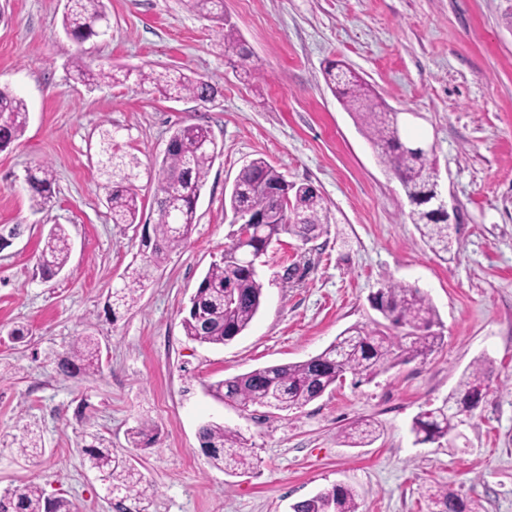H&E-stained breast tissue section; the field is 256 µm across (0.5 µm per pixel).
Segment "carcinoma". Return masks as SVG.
Masks as SVG:
<instances>
[{"mask_svg":"<svg viewBox=\"0 0 512 512\" xmlns=\"http://www.w3.org/2000/svg\"><path fill=\"white\" fill-rule=\"evenodd\" d=\"M199 13L224 25L222 0H187ZM65 33L78 43L107 32L103 0H67L62 16ZM225 52L236 55L246 66L250 52L234 28L223 29ZM77 78L98 82L110 78L103 71L94 72L79 54L72 61ZM328 85L345 110L354 114L368 139L379 150L382 162L402 185L411 205L409 219L420 230L433 251L448 254L457 239L448 225L439 223L425 202L428 192L438 190L436 167L428 153L404 151L398 113L355 72L337 62L325 67ZM139 84L168 99L190 98L204 104L213 103L221 91L201 77L179 70L139 72ZM27 108L23 99L0 88V151L10 147L24 135ZM171 143L160 163L156 188V219L138 263L128 266L121 286L111 290L105 303V314L114 317L117 310L129 309L140 297L154 271L166 256L187 243L196 224V207L202 188L217 155V144L210 130L200 124H186L175 129ZM113 133L100 134V164L107 177V200L114 224L141 223L139 194L130 181L128 171L139 165L137 158H126L114 152ZM31 199L44 206L52 198L55 178L52 168L41 164L26 176ZM277 188L281 198L269 190ZM224 207L233 216L263 214L266 221L255 225L249 240L233 236L224 247L190 300L183 318L185 336L200 344L226 345L241 335L260 310L263 283L251 254L269 248L288 234L307 243L318 238L328 223L324 197L305 183L286 180L284 175L259 156L240 169L233 188L224 198ZM70 252L69 237L61 224L52 225L45 237L39 259L42 274L53 277L64 269ZM371 303L384 322L370 328L355 325L347 328L321 353L307 360L287 365L253 369L208 386L210 394L227 399L240 407L265 408L270 411L299 409L321 397L346 375L370 381L390 369L418 358L425 359L442 341L441 320L428 295L420 288L389 283L378 289ZM101 350L90 335L76 337L65 356L56 363L63 377L95 374L100 371ZM491 369L483 360L465 370L456 388L439 407L420 412L413 420L412 431L419 444L444 439L451 441L461 424L464 400L478 397L489 389ZM351 447H365L376 439L377 427L369 421L355 422L342 431ZM201 451L209 465L227 474L245 473L253 468V451L248 439L238 430L210 421L199 428ZM155 425L141 420L127 432L131 448H149L155 442ZM81 452L88 469L104 475L108 486L116 492L114 500L119 512L124 502L143 496L140 473L126 465L114 453L112 442L97 432L81 434ZM434 505L431 512H480V505L468 501L447 488L429 494ZM293 512H360L359 494L347 486H334L294 503ZM0 512H73L72 503L63 498H49L43 489L29 482L0 494Z\"/></svg>","mask_w":512,"mask_h":512,"instance_id":"obj_1","label":"carcinoma"}]
</instances>
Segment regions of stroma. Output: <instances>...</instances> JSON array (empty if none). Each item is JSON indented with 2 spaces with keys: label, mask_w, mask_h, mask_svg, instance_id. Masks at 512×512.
Listing matches in <instances>:
<instances>
[{
  "label": "stroma",
  "mask_w": 512,
  "mask_h": 512,
  "mask_svg": "<svg viewBox=\"0 0 512 512\" xmlns=\"http://www.w3.org/2000/svg\"><path fill=\"white\" fill-rule=\"evenodd\" d=\"M105 36L75 44L61 27L66 0H0V85L27 105L25 133L0 152V225L25 230L0 250V492L23 483L71 501L75 512H116L77 448L84 427L111 441L143 477L131 512H292V504L342 484L362 512H431L430 489L512 512V0H224V20L252 51L246 78L215 22L184 0H104ZM122 72L89 85L71 61ZM363 76L405 131L432 146L439 183L455 207L458 250L436 255L408 219L393 173L325 81L328 62ZM176 68L215 84L211 104L172 100L137 74ZM206 125L220 153L197 203L188 242L169 253L130 310L104 313L110 290L140 258L155 218V172L179 125ZM141 162L142 221L108 216L99 132ZM264 157L308 183L329 209L325 233L281 235L262 256L263 304L223 346L189 340V299L235 230L224 196L244 163ZM49 163L54 195L36 209L29 169ZM63 225L71 254L42 278L43 237ZM394 281L426 291L443 324L427 359L361 384L345 380L308 405L264 419L219 401L208 384L315 356L343 330L372 325V294ZM25 329L23 339L11 329ZM96 336L100 372L59 376L75 336ZM492 365L486 396L460 439L419 444L413 418L442 404L477 359ZM154 446L129 451L139 421ZM374 421L379 436L352 448L341 432ZM217 421L250 439L254 467L212 468L198 430ZM42 451L20 454L24 427Z\"/></svg>",
  "instance_id": "35a3bbf8"
}]
</instances>
